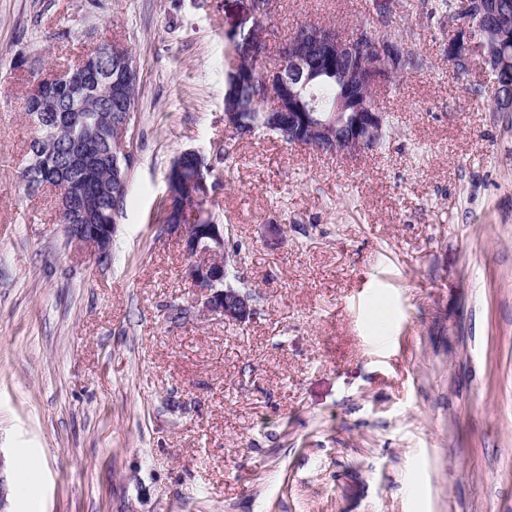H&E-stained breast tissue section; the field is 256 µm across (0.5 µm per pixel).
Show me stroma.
Masks as SVG:
<instances>
[{
  "mask_svg": "<svg viewBox=\"0 0 512 512\" xmlns=\"http://www.w3.org/2000/svg\"><path fill=\"white\" fill-rule=\"evenodd\" d=\"M430 58L378 90L385 150L342 159L224 144L227 34L250 0H0V481L10 512H512V112L482 63ZM365 0H280L269 26L352 33ZM139 67L135 166L107 258L20 176L26 68L97 41ZM200 150L257 296L242 326L193 315L165 175ZM27 457L35 468L17 466Z\"/></svg>",
  "mask_w": 512,
  "mask_h": 512,
  "instance_id": "1",
  "label": "stroma"
}]
</instances>
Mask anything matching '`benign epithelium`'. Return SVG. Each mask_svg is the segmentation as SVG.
<instances>
[{"label":"benign epithelium","mask_w":512,"mask_h":512,"mask_svg":"<svg viewBox=\"0 0 512 512\" xmlns=\"http://www.w3.org/2000/svg\"><path fill=\"white\" fill-rule=\"evenodd\" d=\"M461 21L456 27V40L446 46V56L456 70L467 72L474 62L482 61L494 74L492 103L501 112L512 111V57L498 52L499 45L512 38V33L501 24L499 0H467L465 7L454 14ZM479 23L483 38L473 35L474 23ZM410 46L401 37L392 38L368 28L343 35L327 26L318 29L302 28L296 38L281 43L280 64L275 69L264 70L263 80L273 90V110L280 111L278 96L287 97L295 84L292 77L302 70L335 69L343 75L347 97L345 101L354 105L348 119L336 114V123L307 125L305 113L282 114L288 122V142L320 149L322 141L336 139V153L342 158H352L370 150L372 140L383 127L380 113L375 111V92L389 85L394 76L409 73L406 62ZM49 87L64 92L71 104L80 107L87 93L84 77L75 71L55 69L48 77ZM125 129L130 136L122 139L117 148L111 150L114 159L130 162L134 158L133 140L135 121L132 112L126 113ZM192 158L198 161L197 176L203 191L198 201L205 204L211 196L207 180L211 167L203 155L194 149L181 152L171 163L169 176L176 178L183 169V161ZM72 162L77 167L94 164V155L82 138L72 145ZM60 215L69 221L78 219L81 209L76 202L79 183L72 179L59 180L57 187ZM68 238L91 249L99 258L108 255L114 224H67ZM167 230L181 242L191 243L185 275L198 290V297L189 302V308L201 316L213 317L228 323L242 325L254 319L257 308L248 292L224 287L229 269L239 268V253L224 244L222 224H169Z\"/></svg>","instance_id":"1"}]
</instances>
